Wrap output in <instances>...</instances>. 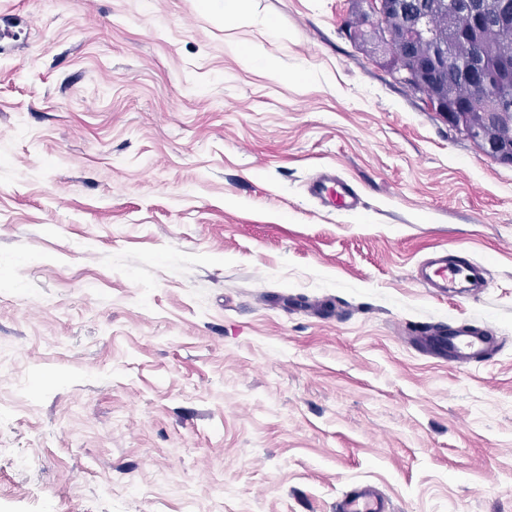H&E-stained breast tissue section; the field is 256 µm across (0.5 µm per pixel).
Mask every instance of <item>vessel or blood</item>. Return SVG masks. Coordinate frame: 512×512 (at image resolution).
<instances>
[{"label": "vessel or blood", "mask_w": 512, "mask_h": 512, "mask_svg": "<svg viewBox=\"0 0 512 512\" xmlns=\"http://www.w3.org/2000/svg\"><path fill=\"white\" fill-rule=\"evenodd\" d=\"M309 192L322 206L344 212H356L360 195L348 181L324 171L310 182ZM420 280L433 293L455 292L460 296H475L483 292L487 280L479 264L462 257L460 250L448 249L421 269ZM443 343L435 347L439 358L460 364L490 362L498 341L486 326L463 324L441 329ZM340 512H387V505L378 492L369 486L349 492L339 504Z\"/></svg>", "instance_id": "vessel-or-blood-1"}]
</instances>
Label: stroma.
<instances>
[{"label":"stroma","mask_w":512,"mask_h":512,"mask_svg":"<svg viewBox=\"0 0 512 512\" xmlns=\"http://www.w3.org/2000/svg\"><path fill=\"white\" fill-rule=\"evenodd\" d=\"M352 7L0 0V512H512V167ZM454 246L482 294L416 280ZM437 323L495 361H437ZM309 192L323 207L350 213L360 207V195L356 188L328 171L320 172L311 180ZM436 326L428 330L418 329L412 331V336H423L434 354H438L441 359L448 362L469 364V363H488L490 362L496 350L498 349L497 336H492L487 326H472L463 324L458 326ZM449 327V329H448ZM427 336H444L443 344L433 346L429 343ZM340 512H389L387 503L371 486L349 492L339 503Z\"/></svg>","instance_id":"1"}]
</instances>
